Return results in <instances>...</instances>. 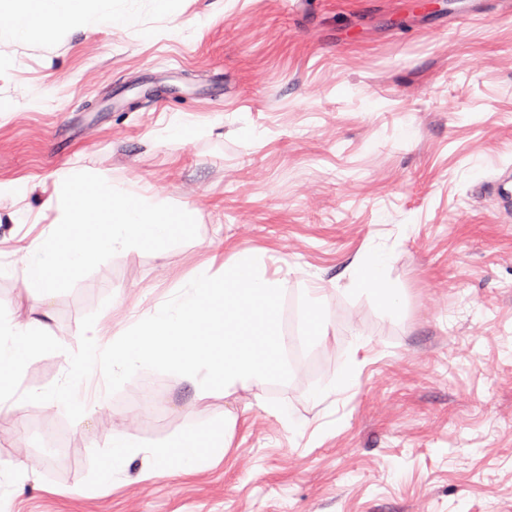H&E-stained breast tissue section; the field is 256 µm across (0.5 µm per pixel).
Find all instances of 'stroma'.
Segmentation results:
<instances>
[{"instance_id":"obj_1","label":"stroma","mask_w":512,"mask_h":512,"mask_svg":"<svg viewBox=\"0 0 512 512\" xmlns=\"http://www.w3.org/2000/svg\"><path fill=\"white\" fill-rule=\"evenodd\" d=\"M449 3L181 0L172 19L107 0L130 26L0 42V182L37 211L82 165L150 186L198 227L37 295L23 247L44 227L14 223L0 198V307L38 304L64 346L29 362L21 390L64 377L84 315L123 332L242 249L281 280V332L300 350L289 382L204 398L143 370L73 423L53 402H5L0 512H512V204L484 190L512 173V0ZM176 119L187 141L169 140ZM361 251L386 254L399 307L339 282ZM315 279L331 330L318 342L304 321ZM147 383L163 408L145 416ZM221 422L223 459L153 473L151 449ZM46 425L65 462L45 456ZM120 431L142 451L85 494Z\"/></svg>"}]
</instances>
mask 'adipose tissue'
Wrapping results in <instances>:
<instances>
[{"instance_id":"obj_1","label":"adipose tissue","mask_w":512,"mask_h":512,"mask_svg":"<svg viewBox=\"0 0 512 512\" xmlns=\"http://www.w3.org/2000/svg\"><path fill=\"white\" fill-rule=\"evenodd\" d=\"M2 13L8 14L10 21L0 24V42L48 39L64 29L85 27L93 20L112 28L128 23L127 17L119 13H92L87 0H0ZM386 265L383 254H359L344 269L343 276L351 289L378 293L382 302L392 307L398 300L384 285ZM43 328L42 321L34 316L23 322L0 317V401L24 370L33 350L47 343ZM227 446L223 426L206 431L188 429L167 445L152 449V467L160 473L174 469L192 473L202 465L204 457H220Z\"/></svg>"}]
</instances>
